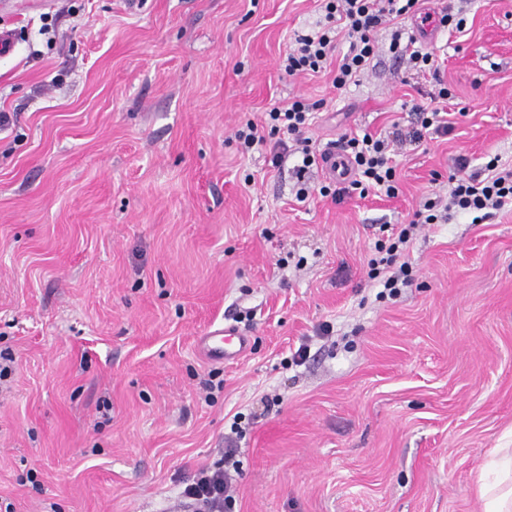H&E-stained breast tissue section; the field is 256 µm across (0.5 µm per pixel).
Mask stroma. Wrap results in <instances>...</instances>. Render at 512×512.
I'll use <instances>...</instances> for the list:
<instances>
[{
	"instance_id": "stroma-1",
	"label": "stroma",
	"mask_w": 512,
	"mask_h": 512,
	"mask_svg": "<svg viewBox=\"0 0 512 512\" xmlns=\"http://www.w3.org/2000/svg\"><path fill=\"white\" fill-rule=\"evenodd\" d=\"M443 3L466 18L431 41L453 131L400 150L396 197L340 203L296 201L292 165L236 130L302 97L320 144L386 134L432 85L385 51L341 90L285 74L321 0L0 11V512H176L237 418L235 512H486L512 448V210L418 229L397 296L368 276L433 173L512 163V0L419 9ZM218 326L250 337L239 360L199 350Z\"/></svg>"
}]
</instances>
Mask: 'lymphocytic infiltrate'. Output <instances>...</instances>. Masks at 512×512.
<instances>
[{
    "mask_svg": "<svg viewBox=\"0 0 512 512\" xmlns=\"http://www.w3.org/2000/svg\"><path fill=\"white\" fill-rule=\"evenodd\" d=\"M322 8L324 16L316 30L296 35L293 47L281 60L280 65L288 75L317 73L332 64L336 67L334 85L339 89L346 87L368 69L379 48L378 34L388 24L392 27L389 52L407 58L414 74L439 79L435 53L416 49L414 39L399 25L400 20L417 13L418 0H324ZM341 35L348 42V49L342 54L336 51V41ZM314 109V104L297 99L288 106L272 108L264 125L250 122L235 134L242 151L266 146L274 167L295 159V196L300 201L313 192L332 196L337 202L356 191L365 194L373 190L394 197L398 188L390 156L393 146L418 145L426 138L442 137L453 130L447 113L413 105L417 120L409 131L398 129L388 137L366 131L345 134L336 140V147L349 161L351 176L333 178L315 187L309 181L308 172L322 151L307 134ZM456 166L457 173L448 178L447 193L437 190L429 193L408 224L392 229L390 244L378 245L379 256L370 262L371 276L389 293H397L411 282L404 248L418 225L444 224L458 215L471 217L478 223L490 218L493 212L512 207V165H503L494 156L480 173H467L468 160L464 157L458 158ZM238 465L235 448H225L223 466L200 472L185 486L183 497L192 502L196 512H231L230 472Z\"/></svg>",
    "mask_w": 512,
    "mask_h": 512,
    "instance_id": "obj_1",
    "label": "lymphocytic infiltrate"
}]
</instances>
